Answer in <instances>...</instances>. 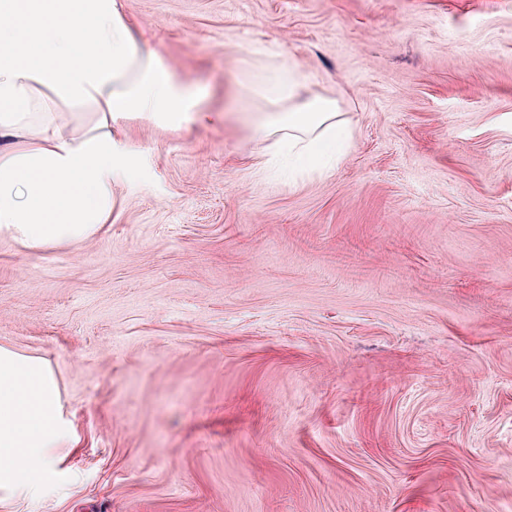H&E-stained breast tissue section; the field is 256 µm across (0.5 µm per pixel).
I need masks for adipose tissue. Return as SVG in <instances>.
<instances>
[{
	"instance_id": "1",
	"label": "adipose tissue",
	"mask_w": 512,
	"mask_h": 512,
	"mask_svg": "<svg viewBox=\"0 0 512 512\" xmlns=\"http://www.w3.org/2000/svg\"><path fill=\"white\" fill-rule=\"evenodd\" d=\"M147 42L122 0H0V235L27 249L91 238L110 222L129 163L125 121H221ZM240 73L270 107L259 168L283 157L323 173L345 159L339 93L311 90L281 55L246 52ZM75 443L51 371L0 347V489L51 482L55 449Z\"/></svg>"
}]
</instances>
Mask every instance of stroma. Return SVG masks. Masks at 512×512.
Here are the masks:
<instances>
[{"label":"stroma","instance_id":"obj_1","mask_svg":"<svg viewBox=\"0 0 512 512\" xmlns=\"http://www.w3.org/2000/svg\"><path fill=\"white\" fill-rule=\"evenodd\" d=\"M224 121L127 126L110 224L0 236V346L78 443L0 512H512V0H124ZM342 93L260 172L245 52Z\"/></svg>","mask_w":512,"mask_h":512}]
</instances>
